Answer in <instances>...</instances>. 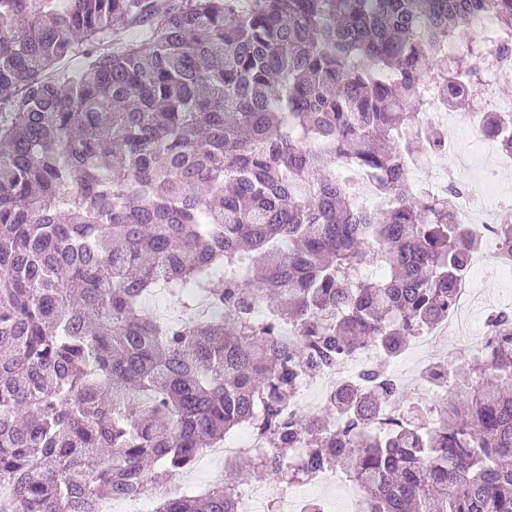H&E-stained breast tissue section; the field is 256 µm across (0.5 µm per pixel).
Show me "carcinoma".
Here are the masks:
<instances>
[{"label":"carcinoma","instance_id":"obj_1","mask_svg":"<svg viewBox=\"0 0 512 512\" xmlns=\"http://www.w3.org/2000/svg\"><path fill=\"white\" fill-rule=\"evenodd\" d=\"M479 11L512 62V0H0V512H241L237 457L171 499L151 473L242 428L266 444L255 480L339 471L366 512H512V314L483 355L423 370L465 405L385 412L387 362L448 317L483 242L459 187L410 185L448 143L422 114L464 101L512 152V118L480 111ZM358 174L392 206L360 209ZM489 231L512 262V221ZM161 288L182 317L145 310ZM364 347L381 361L321 414L288 413Z\"/></svg>","mask_w":512,"mask_h":512}]
</instances>
